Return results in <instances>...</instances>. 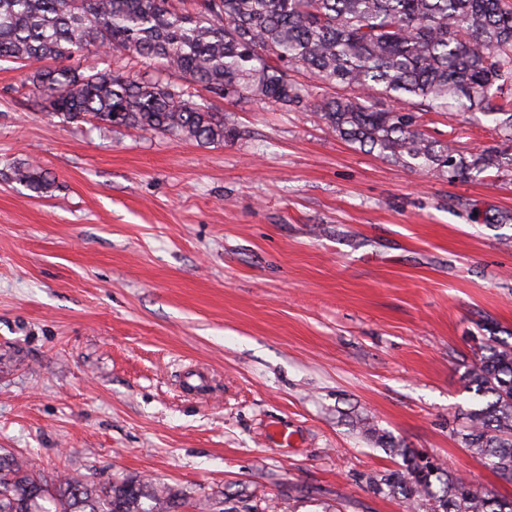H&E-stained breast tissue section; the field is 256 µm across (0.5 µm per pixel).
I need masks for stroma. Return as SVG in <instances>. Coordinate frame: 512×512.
Instances as JSON below:
<instances>
[{
	"mask_svg": "<svg viewBox=\"0 0 512 512\" xmlns=\"http://www.w3.org/2000/svg\"><path fill=\"white\" fill-rule=\"evenodd\" d=\"M25 77L0 65V448L50 479H149L187 512H409L370 487L403 461L361 417L512 496L456 434L476 337L512 332V226L486 221L512 173L424 175L249 95L201 93L221 144L65 123ZM420 122L463 152L501 141L478 113ZM33 160L40 192L13 178Z\"/></svg>",
	"mask_w": 512,
	"mask_h": 512,
	"instance_id": "obj_1",
	"label": "stroma"
}]
</instances>
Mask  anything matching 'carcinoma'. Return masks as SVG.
Returning a JSON list of instances; mask_svg holds the SVG:
<instances>
[{"mask_svg":"<svg viewBox=\"0 0 512 512\" xmlns=\"http://www.w3.org/2000/svg\"><path fill=\"white\" fill-rule=\"evenodd\" d=\"M125 52L180 82L111 69L85 74L75 55ZM52 60L28 77L51 118L150 130L199 145L234 134L224 113L194 101L252 95L286 111L310 101L294 73L340 92L315 104L341 139L420 173L450 180L512 172V152L460 153L420 129L422 112H478L512 142V0H0V63ZM16 181L39 190L27 163ZM461 381L477 403L461 443L512 482V344L487 328ZM366 433L403 460L369 478L412 512H512V500L480 495L442 465L421 463L399 441ZM439 488H433V481ZM186 502L141 478L51 483L0 450V512H182Z\"/></svg>","mask_w":512,"mask_h":512,"instance_id":"carcinoma-1","label":"carcinoma"}]
</instances>
